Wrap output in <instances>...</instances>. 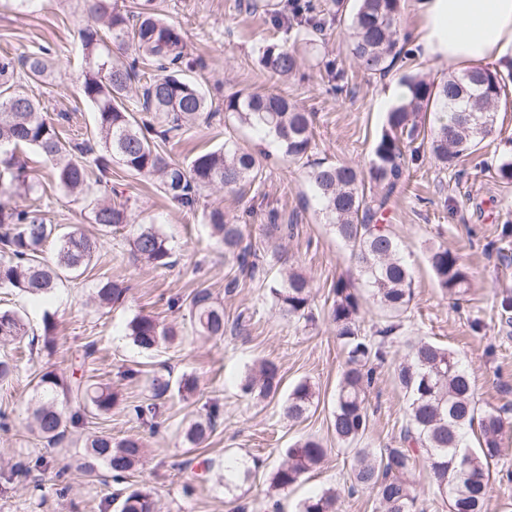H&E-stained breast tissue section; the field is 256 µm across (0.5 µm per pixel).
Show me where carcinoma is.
<instances>
[{
    "label": "carcinoma",
    "instance_id": "cac0c4a2",
    "mask_svg": "<svg viewBox=\"0 0 512 512\" xmlns=\"http://www.w3.org/2000/svg\"><path fill=\"white\" fill-rule=\"evenodd\" d=\"M336 8L314 5L311 0H288V19L305 34L322 33L336 21ZM91 23L80 31L85 68L79 76V91L97 112L95 141L71 144L60 138L52 119L43 113L40 101L19 86L25 79L44 83L54 73L51 52L42 48L17 59L0 57V197L28 196L39 189L26 161L17 151L30 148L50 164L57 186L67 193L91 189L87 158L106 174L117 163L133 175L155 180L163 194L180 206L193 210L202 192L214 187L237 189L262 178L256 156L233 142L224 148L196 154L185 165L174 161L162 148L178 141L199 119L211 118V103L203 89L183 73V38L178 27L168 23L153 0L120 7L118 0H88ZM400 0H356L350 15V51L367 71L386 74L409 57L406 38L400 36ZM132 49L135 58L126 63L112 54ZM150 62L156 74L143 79L138 60ZM261 65L278 75L289 76L298 68L295 49L277 44L264 47ZM407 98L386 115L375 141L368 172L348 165H319L310 180L323 211L336 235L351 250L360 275L380 307L399 316L412 299L413 277L400 255L399 244L388 224L378 223L377 214L390 198L404 189L403 178L423 163V147L444 169H454L479 150L492 134L496 107L504 81L486 67H469L432 80L405 76ZM135 97L141 115L127 111ZM224 110L243 123L264 130L293 160L308 156L312 131L307 113L287 98L273 93L236 92L224 100ZM437 114V125L425 129L422 113ZM211 234L224 245V258L235 268L228 291L240 284L239 277L254 279L257 249L245 242L244 225L224 218V210L206 213ZM91 223L108 233L132 223L124 202L94 200ZM54 244V260H41L47 244ZM130 255L156 269L173 266L172 249L166 238L152 227H142L129 240ZM97 249V240L79 229L49 224L34 211L0 204V288H12L37 298H46L66 278L82 275ZM429 264L441 288L461 292L468 282L461 256L446 247L430 251ZM312 284L304 275L288 274L287 280L266 284L282 318L309 321ZM128 288L117 280H104L96 288L99 306L123 301ZM327 316L336 327L346 357V369L336 391L331 427L336 439L356 446L368 424L366 390L374 382L375 366L386 361L387 343L400 326L389 324L367 336L359 318L363 307L351 283L339 278L330 289ZM195 331L209 338H222L226 331L224 308L207 289L193 295L189 306ZM27 328L18 311L0 310V343L19 344ZM126 336L143 351H152L178 336L172 326L162 325L150 314H138L126 325ZM407 362L394 368L397 385L408 401L407 421L399 445L377 452L354 449L349 473L353 490L376 494L380 512H425L411 474L421 462L431 475L433 494L449 503L450 512H484L491 490L492 467L500 455L504 417L494 410L479 411L472 381L461 361L450 350L420 340L405 342ZM280 366L263 359L241 376L240 392L258 401L280 392ZM149 401L132 408L141 424L154 427L160 400L171 391L167 378L149 379ZM36 406L30 431L49 446L60 444L66 426L80 425L87 415L106 414L117 405L112 387L72 380L54 371L42 373L34 385ZM315 391L306 381L296 383L284 401V413L300 421L315 405ZM221 411L210 408L203 418L189 424L184 439L200 445L213 433ZM478 425L479 447L466 443V428ZM147 446L133 435L119 441L92 434L85 443L80 466L89 477L102 466L112 480L122 481L147 457ZM328 449L312 436L296 441L286 450V459L271 473L270 487L281 493L297 484L324 461ZM45 467L40 457H27L0 471L8 484L33 480ZM256 470L224 468V485L245 482ZM338 496L324 490L303 499L297 512H338ZM120 512H157L146 488L130 486L120 498Z\"/></svg>",
    "mask_w": 512,
    "mask_h": 512
}]
</instances>
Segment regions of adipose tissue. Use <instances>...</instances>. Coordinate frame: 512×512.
Wrapping results in <instances>:
<instances>
[{
  "instance_id": "1",
  "label": "adipose tissue",
  "mask_w": 512,
  "mask_h": 512,
  "mask_svg": "<svg viewBox=\"0 0 512 512\" xmlns=\"http://www.w3.org/2000/svg\"><path fill=\"white\" fill-rule=\"evenodd\" d=\"M417 22L416 55L456 72L474 65L512 77V0H403Z\"/></svg>"
}]
</instances>
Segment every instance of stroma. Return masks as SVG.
I'll return each instance as SVG.
<instances>
[{"instance_id":"obj_1","label":"stroma","mask_w":512,"mask_h":512,"mask_svg":"<svg viewBox=\"0 0 512 512\" xmlns=\"http://www.w3.org/2000/svg\"><path fill=\"white\" fill-rule=\"evenodd\" d=\"M249 2L160 0L167 20L182 30L184 72L208 93L214 112L208 122L187 131L180 142L167 144L166 150L185 163L199 152L232 141L267 153L262 179L239 192L205 190L200 210L190 212L159 192L153 180L113 165L112 185L135 221L103 237L89 223L84 201L57 187L39 154L24 153L41 189L32 197L12 198V205L39 209L54 224L79 227L98 238L99 247L88 271L61 285L49 300L0 288V308L23 313L29 333L42 334L45 315H53L56 324L54 351L16 350L9 344L0 349L17 365L13 379L0 384V466L40 453L49 461L40 489L29 484L0 489V512H105L108 500L124 489L109 473L90 478L71 471L73 490L65 499L57 496L52 484L55 471L71 463L85 438L99 431L116 440L133 434L146 437L150 453L129 482L147 483L160 512H230V502L236 498L251 503V512H273L269 474L283 460L286 448L306 436L320 439L329 453L302 483L281 495L284 512H294L300 500L328 488L340 493L339 512H375L374 493L350 492L353 453L331 429L345 356L327 318L326 300L339 277L351 278L358 289L364 280L322 214L309 175L319 163L367 167L385 121L381 97L389 85L399 83L406 72L436 77L445 68L413 58L386 76L370 73L351 55L346 26L331 27L306 41L296 30L273 25L269 12L250 10ZM86 19L84 0H36L27 15L15 9L12 0H0V56L51 49L57 74L33 91L45 113L58 117L62 135L78 142L91 137L97 124V115L85 103L78 84L85 66L78 33ZM269 43L295 45L300 66L294 77H270L260 65L262 48ZM329 62L344 73L342 93L331 89L325 68ZM241 90L278 93L310 114L313 141L307 158L283 159L276 141L225 112V98ZM508 137L512 138V95L500 105L496 131L477 154L456 171H443L424 161L408 190L391 202L387 213L413 274V299L402 317L406 336L455 352L472 376L479 408L502 410L507 418L485 512H512V323L501 322L498 315L503 293L512 294V238L501 237L504 222H512V183L501 182L487 168L501 156ZM216 206L223 207L225 217L246 218L245 234L265 257L264 279L228 290L234 272L204 216L205 210ZM274 218L290 225L287 238L269 235L268 225ZM141 224L154 225L167 237L177 261L173 269L155 270L130 262L128 241ZM439 245L458 251L468 268V284L455 300L439 286L428 262L430 248ZM287 268L313 282L315 318L311 322L283 320L267 295L265 280L280 279ZM107 278L124 281L129 291L122 303L101 308L93 294ZM200 288L209 289L223 305L226 322L245 316V329L220 339L196 335L187 307ZM140 312L176 323L178 340L150 352L135 347L125 328ZM405 353L403 345H394L388 363L376 370L367 394L369 425L361 447L375 450L399 441L407 399L392 370ZM263 358L279 363L283 390L302 380L314 386L318 405L308 418L288 421L279 398L258 402L241 396L238 379ZM129 368L140 370V377L124 378ZM46 370L63 376L76 372L92 382L111 385L120 394L109 415L90 417L84 425L69 428L62 447L51 451L25 429L26 408L34 397L32 380ZM155 373L174 381L186 373L196 374L199 389L187 401L171 392L160 427L150 432L131 418L129 409L149 397L146 378ZM213 405L223 410V421L198 451L188 452L182 439L184 427ZM228 457L248 467L257 461L261 467L248 482L228 489L217 474Z\"/></svg>"}]
</instances>
